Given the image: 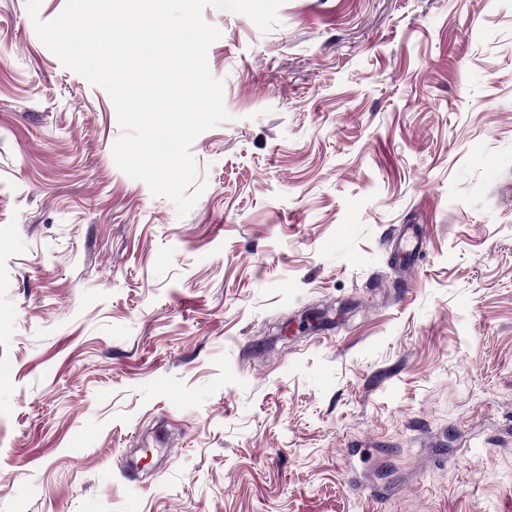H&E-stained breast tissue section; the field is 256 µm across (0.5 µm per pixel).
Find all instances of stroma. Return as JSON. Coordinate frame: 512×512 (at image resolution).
<instances>
[{
	"instance_id": "stroma-1",
	"label": "stroma",
	"mask_w": 512,
	"mask_h": 512,
	"mask_svg": "<svg viewBox=\"0 0 512 512\" xmlns=\"http://www.w3.org/2000/svg\"><path fill=\"white\" fill-rule=\"evenodd\" d=\"M201 16L180 218L0 0V512H512V0Z\"/></svg>"
}]
</instances>
